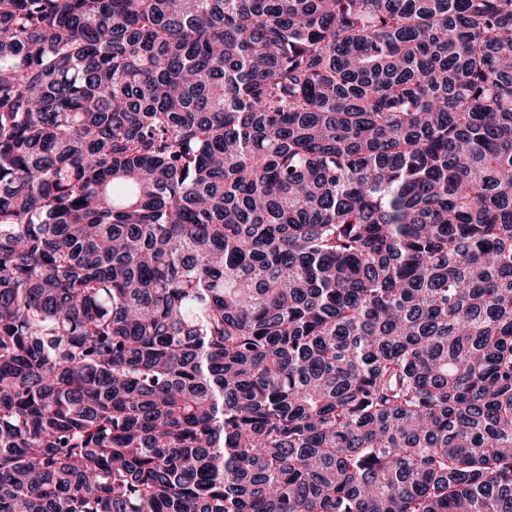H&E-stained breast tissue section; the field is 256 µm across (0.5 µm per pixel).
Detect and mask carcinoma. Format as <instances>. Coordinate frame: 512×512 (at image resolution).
<instances>
[{
	"mask_svg": "<svg viewBox=\"0 0 512 512\" xmlns=\"http://www.w3.org/2000/svg\"><path fill=\"white\" fill-rule=\"evenodd\" d=\"M0 512H512V0H0Z\"/></svg>",
	"mask_w": 512,
	"mask_h": 512,
	"instance_id": "carcinoma-1",
	"label": "carcinoma"
}]
</instances>
